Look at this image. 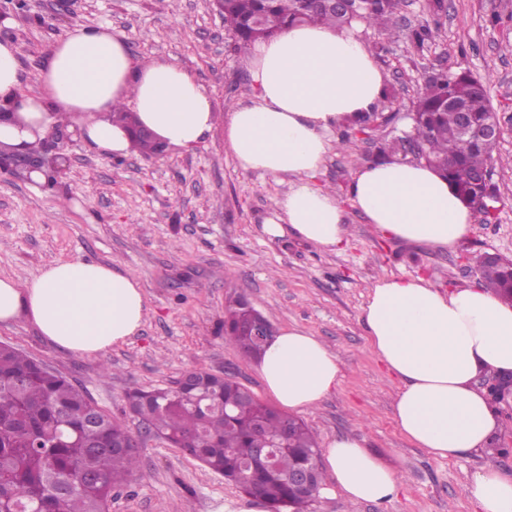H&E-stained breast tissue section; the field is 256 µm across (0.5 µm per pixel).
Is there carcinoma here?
<instances>
[{"label": "carcinoma", "instance_id": "obj_1", "mask_svg": "<svg viewBox=\"0 0 512 512\" xmlns=\"http://www.w3.org/2000/svg\"><path fill=\"white\" fill-rule=\"evenodd\" d=\"M402 0H352L346 12L332 11L326 0H224V25L234 50L244 52L258 39L298 23L342 27L353 22L395 34L393 20ZM456 96L480 121L491 111L486 84L467 73L445 71L428 76L417 91L411 130L420 143V158L438 169L469 203L489 186L475 176L492 168L497 143L462 134ZM484 285L512 302V261L482 264ZM249 311L241 301L225 308L224 331L247 359L263 346L248 334ZM182 388L134 391L129 409L141 423L169 435L181 449L224 475L245 493L264 500L272 512H307L318 487L295 491L288 475L315 463L317 441L295 419L271 467H252L253 449L280 436L285 413L248 395L231 377L189 371ZM232 410L226 417L224 407ZM132 431L102 410L81 388L39 359L9 344H0V512H109L112 491L137 471Z\"/></svg>", "mask_w": 512, "mask_h": 512}]
</instances>
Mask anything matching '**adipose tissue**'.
<instances>
[{
    "label": "adipose tissue",
    "mask_w": 512,
    "mask_h": 512,
    "mask_svg": "<svg viewBox=\"0 0 512 512\" xmlns=\"http://www.w3.org/2000/svg\"><path fill=\"white\" fill-rule=\"evenodd\" d=\"M247 63L257 95L222 120L193 71L174 59L135 58L108 26L68 29L30 89L21 86L16 43L0 39V151L34 152L64 125L99 154L126 155L132 136L113 120L116 105L132 108L159 142L180 151L220 122L224 145L243 170L292 179L265 217V233L339 247L344 209L316 175L337 128L374 110L384 75L353 27H288L256 42ZM350 202L380 234L425 247H452L473 224L448 179L423 163L387 160L356 170ZM145 313L139 283L113 263L65 260L22 283L0 277V325L26 319L76 356L126 342ZM363 320L373 352L399 382L393 412L401 433L438 458L484 450L500 425L478 380L512 372V305L482 286L450 291L420 277H383L369 289ZM256 370L291 413L318 406L341 378L338 356L297 326L276 331ZM316 462L329 481L320 496L380 504L400 494L395 471L358 437L329 441ZM468 497L475 512H512V476L477 471Z\"/></svg>",
    "instance_id": "adipose-tissue-1"
}]
</instances>
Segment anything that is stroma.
I'll use <instances>...</instances> for the list:
<instances>
[{
	"instance_id": "35a3bbf8",
	"label": "stroma",
	"mask_w": 512,
	"mask_h": 512,
	"mask_svg": "<svg viewBox=\"0 0 512 512\" xmlns=\"http://www.w3.org/2000/svg\"><path fill=\"white\" fill-rule=\"evenodd\" d=\"M431 0H403L395 38L362 26L361 36L384 74L391 98L376 121L338 127L343 146L328 155L318 180L346 198L353 173L370 165L380 142L400 136L425 76L439 67L467 71L487 83L495 112L512 114V0H445L432 40L414 33ZM53 0H0L5 34L19 48L24 86L54 43L76 24H110L133 55L176 58L191 68L218 110L251 101L255 87L235 53L212 0H73L53 16ZM54 185L34 184L15 167L0 173V276L25 280L58 260L116 261L137 280L147 311L140 331L104 353L81 357L57 350L25 320L0 326V343L45 362L85 390L102 410L138 429L125 407L135 389L169 387L203 369L230 375L270 402L252 360L224 337V308L242 297L274 325H297L318 336L341 363V381L303 420L319 446L342 435L361 438L386 459L404 491L382 504L343 496L314 498L309 512H472L467 485L492 467L512 474V395L500 402V449L437 459L413 446L392 416L397 384L369 346L362 315L380 277L424 278L445 289L477 284L485 254L512 259V131L492 168L499 208L495 222L475 220L453 248H427L382 237L346 206L347 241L335 250L293 236L273 238L263 221L287 182L240 168L216 125L188 152L115 158L70 142ZM139 472L112 493L109 512H218L249 503L221 474L166 441L147 436Z\"/></svg>"
}]
</instances>
